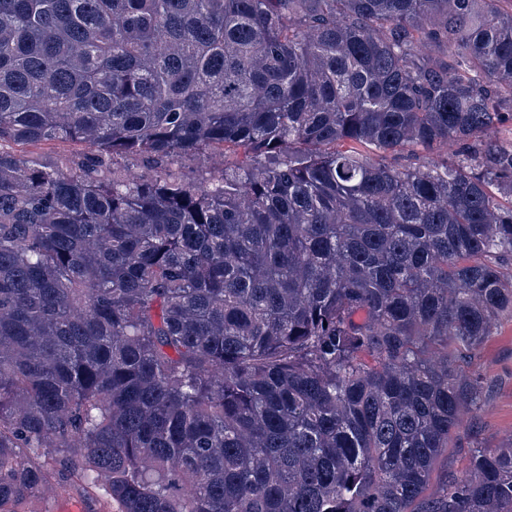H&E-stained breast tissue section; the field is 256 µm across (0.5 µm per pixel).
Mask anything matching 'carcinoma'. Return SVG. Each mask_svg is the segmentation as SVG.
Masks as SVG:
<instances>
[{"mask_svg": "<svg viewBox=\"0 0 512 512\" xmlns=\"http://www.w3.org/2000/svg\"><path fill=\"white\" fill-rule=\"evenodd\" d=\"M505 257L512 0H0V512H512ZM461 366L467 376L481 375L487 392L481 409L466 416L456 430L448 445V460L441 463L439 472L448 469L459 478L469 468L473 448H496L512 440V318H502L492 336ZM78 504L82 508L81 510L77 506H72L68 509H62L65 505ZM36 511L34 512H85L87 510L84 500H81L77 493L73 492L70 496L68 495H57V496H44L43 499L36 505Z\"/></svg>", "mask_w": 512, "mask_h": 512, "instance_id": "obj_1", "label": "carcinoma"}]
</instances>
